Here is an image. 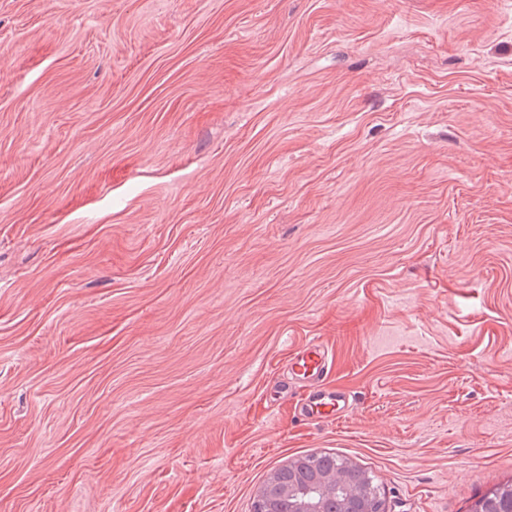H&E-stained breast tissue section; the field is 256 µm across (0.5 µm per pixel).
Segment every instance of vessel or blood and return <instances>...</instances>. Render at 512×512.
Listing matches in <instances>:
<instances>
[{
    "mask_svg": "<svg viewBox=\"0 0 512 512\" xmlns=\"http://www.w3.org/2000/svg\"><path fill=\"white\" fill-rule=\"evenodd\" d=\"M333 366L332 352L317 339L308 340L290 353L289 379L304 380L309 384L305 398L295 410L296 416L310 421L337 420L351 407V394L328 383Z\"/></svg>",
    "mask_w": 512,
    "mask_h": 512,
    "instance_id": "b4317fda",
    "label": "vessel or blood"
}]
</instances>
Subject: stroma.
I'll list each match as a JSON object with an SVG mask.
<instances>
[{"instance_id": "35a3bbf8", "label": "stroma", "mask_w": 512, "mask_h": 512, "mask_svg": "<svg viewBox=\"0 0 512 512\" xmlns=\"http://www.w3.org/2000/svg\"><path fill=\"white\" fill-rule=\"evenodd\" d=\"M323 339L338 421L276 380ZM386 512L512 481V0H0V512ZM293 468L301 475L298 490H315L316 495L321 494L316 483L312 481L315 474L347 470L362 485V512H386L384 494L374 482L373 476L352 461L331 454L299 455L288 466L275 470L268 477L264 486L273 475L287 476ZM294 481L295 476L289 475L288 481H279L270 490L274 494L292 499V512H322L321 501L301 496L293 485Z\"/></svg>"}]
</instances>
